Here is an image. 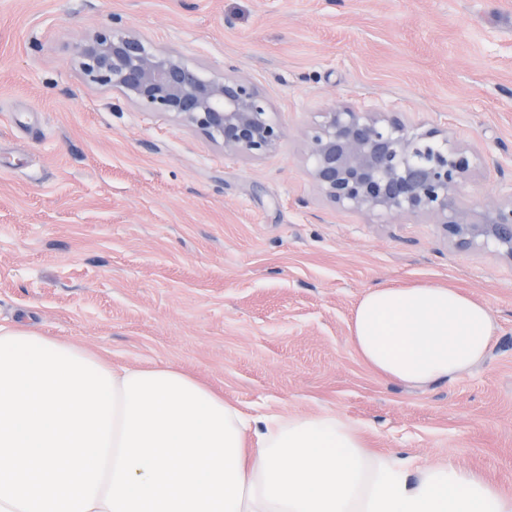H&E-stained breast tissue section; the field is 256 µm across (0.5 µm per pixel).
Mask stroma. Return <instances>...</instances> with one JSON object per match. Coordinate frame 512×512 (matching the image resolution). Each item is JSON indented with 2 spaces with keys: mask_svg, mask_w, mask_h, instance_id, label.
Returning a JSON list of instances; mask_svg holds the SVG:
<instances>
[{
  "mask_svg": "<svg viewBox=\"0 0 512 512\" xmlns=\"http://www.w3.org/2000/svg\"><path fill=\"white\" fill-rule=\"evenodd\" d=\"M116 15L205 75L250 78L276 150L226 154L87 82L77 48ZM343 104L449 132L477 153L468 199L512 198V0H0V325L173 364L248 415L330 413L373 453L512 494V260L329 202L304 132ZM424 284L498 330L483 362L419 388L348 336L368 289Z\"/></svg>",
  "mask_w": 512,
  "mask_h": 512,
  "instance_id": "obj_1",
  "label": "stroma"
}]
</instances>
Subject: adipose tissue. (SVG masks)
I'll list each match as a JSON object with an SVG mask.
<instances>
[{
	"instance_id": "1",
	"label": "adipose tissue",
	"mask_w": 512,
	"mask_h": 512,
	"mask_svg": "<svg viewBox=\"0 0 512 512\" xmlns=\"http://www.w3.org/2000/svg\"><path fill=\"white\" fill-rule=\"evenodd\" d=\"M496 331L458 289L384 287L359 301L349 341L381 376L425 387L481 363ZM240 446V512H512V494L480 474L371 453L358 425L330 414L247 417Z\"/></svg>"
}]
</instances>
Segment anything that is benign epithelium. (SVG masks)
I'll return each mask as SVG.
<instances>
[{
    "label": "benign epithelium",
    "mask_w": 512,
    "mask_h": 512,
    "mask_svg": "<svg viewBox=\"0 0 512 512\" xmlns=\"http://www.w3.org/2000/svg\"><path fill=\"white\" fill-rule=\"evenodd\" d=\"M77 54L88 82L120 91L145 112L175 117L221 142L227 153L260 158L285 136L249 78L206 77L185 58L116 24L96 31ZM438 136L401 112L338 106L305 131L310 175L339 207L387 217L422 214L458 247L492 246L512 260V199L464 201L474 152Z\"/></svg>",
    "instance_id": "7a95c632"
}]
</instances>
